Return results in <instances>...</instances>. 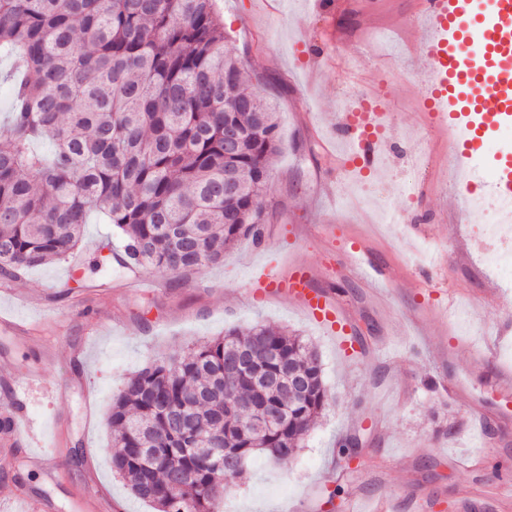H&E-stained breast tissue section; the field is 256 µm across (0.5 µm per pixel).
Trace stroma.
Instances as JSON below:
<instances>
[{
	"instance_id": "stroma-1",
	"label": "stroma",
	"mask_w": 512,
	"mask_h": 512,
	"mask_svg": "<svg viewBox=\"0 0 512 512\" xmlns=\"http://www.w3.org/2000/svg\"><path fill=\"white\" fill-rule=\"evenodd\" d=\"M308 2L215 0L225 48L279 118L282 146L270 169L266 248L244 237L223 265L189 277L144 269L147 287H130L119 272L105 284L93 271L97 245L121 243L95 212L76 251L79 269L65 259L0 283V306L14 305L33 325L25 339L0 332V371L25 388L30 425L54 434L53 453L66 473L55 481L34 470L28 438L19 436L14 447L0 448V512H89L92 482L111 500L112 512H154L112 475L113 396L149 363L255 324L287 329L317 348L330 401L292 459L261 455L250 464L244 482L225 492L222 512H291L300 504L308 512H343L345 495L360 487L374 496L383 485L400 492L395 512H412L413 492L432 498V512H457L460 497L496 493L494 472L475 459L489 445L512 460V419H498L502 402L490 385L496 368H512V335L499 341L493 360L482 353L501 318L512 317V283L472 248L485 217L455 204L460 174L448 169V138L425 123L432 75L420 51L423 33L412 24L416 0H328L320 11ZM348 93L391 107L398 145L382 171L366 177L371 191L357 206L347 200L355 176L337 173L323 147ZM385 209L405 215V223H381ZM408 223L421 225L422 234L408 235ZM297 224H347L367 233L389 270L385 296L349 276L343 245L328 253L314 242L290 250ZM294 262L311 266L314 288L354 321L365 346L361 358L341 360L299 302L249 297L255 268L271 263L284 275ZM426 272L445 282L454 312L441 313L440 301L411 286L412 276ZM490 287L499 294L488 304ZM441 343L453 355L440 368L428 349ZM452 374L467 379L453 398L434 386ZM476 397L492 418L485 430L473 423ZM446 427L453 430L447 437ZM352 438L364 467L337 455V443ZM459 460L472 461V468H456Z\"/></svg>"
}]
</instances>
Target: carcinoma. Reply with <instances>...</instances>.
Returning <instances> with one entry per match:
<instances>
[{
    "label": "carcinoma",
    "mask_w": 512,
    "mask_h": 512,
    "mask_svg": "<svg viewBox=\"0 0 512 512\" xmlns=\"http://www.w3.org/2000/svg\"><path fill=\"white\" fill-rule=\"evenodd\" d=\"M4 56L1 280L68 258L93 211L122 238L124 272L188 276L260 237L279 123L225 49L213 0H0ZM230 132L238 148L227 158ZM43 139L48 155L33 149ZM242 348L246 367L232 363ZM283 371L302 386L273 382ZM328 401L320 356L302 336L234 328L128 378L109 417L112 472L156 512H216L255 456L293 457ZM271 411L278 424L258 430ZM10 413L0 409L3 442L15 439ZM210 437L224 447L201 451Z\"/></svg>",
    "instance_id": "1"
}]
</instances>
